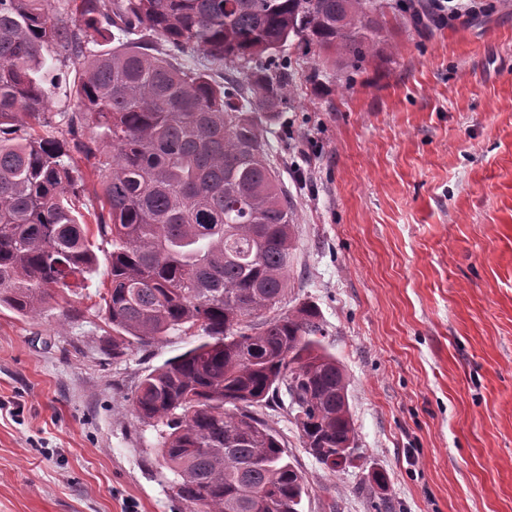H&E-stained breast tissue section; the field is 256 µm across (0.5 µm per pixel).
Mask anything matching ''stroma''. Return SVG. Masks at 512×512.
<instances>
[{
    "label": "stroma",
    "instance_id": "obj_1",
    "mask_svg": "<svg viewBox=\"0 0 512 512\" xmlns=\"http://www.w3.org/2000/svg\"><path fill=\"white\" fill-rule=\"evenodd\" d=\"M380 2L355 74L289 41L294 92L264 120L297 210L287 307L319 311L360 462L328 473L285 410L265 420L300 512H512V0L430 29ZM97 257L77 319L0 307V512H188L131 396L199 339L113 361Z\"/></svg>",
    "mask_w": 512,
    "mask_h": 512
}]
</instances>
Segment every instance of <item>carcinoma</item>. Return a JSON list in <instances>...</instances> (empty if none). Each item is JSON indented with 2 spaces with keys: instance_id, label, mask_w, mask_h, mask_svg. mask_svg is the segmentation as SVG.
Segmentation results:
<instances>
[{
  "instance_id": "obj_1",
  "label": "carcinoma",
  "mask_w": 512,
  "mask_h": 512,
  "mask_svg": "<svg viewBox=\"0 0 512 512\" xmlns=\"http://www.w3.org/2000/svg\"><path fill=\"white\" fill-rule=\"evenodd\" d=\"M0 0V306L66 320L98 258L79 220L82 159L108 251L112 359L175 331L208 340L131 396L189 512H300L303 477L263 409L288 406L329 473L355 447L344 369L316 308L274 310L294 264V206L269 164L263 115L288 105L269 60L290 38L353 68L376 50L374 0ZM82 67L58 131L45 52ZM196 51L227 68L180 62ZM289 403H284L282 395ZM78 163L84 172L85 176V197H83L82 202L85 205L80 206V211L87 216V211H92L93 208L98 209V201L96 198L95 191H99V187L97 185V178L95 173L93 174L88 164L84 163V160H78Z\"/></svg>"
}]
</instances>
